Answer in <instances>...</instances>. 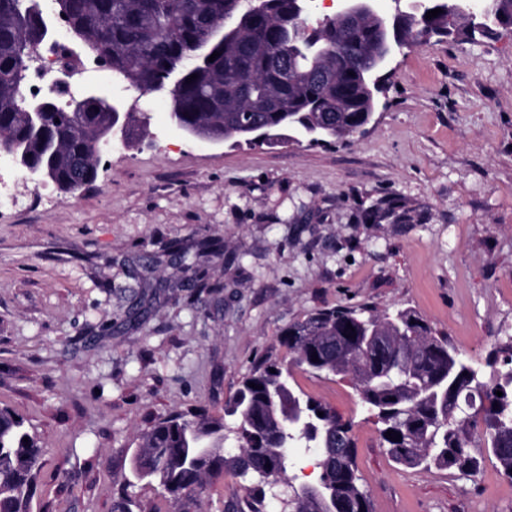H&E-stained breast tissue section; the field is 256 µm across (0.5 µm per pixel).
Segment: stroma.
I'll return each mask as SVG.
<instances>
[{
  "label": "stroma",
  "mask_w": 512,
  "mask_h": 512,
  "mask_svg": "<svg viewBox=\"0 0 512 512\" xmlns=\"http://www.w3.org/2000/svg\"><path fill=\"white\" fill-rule=\"evenodd\" d=\"M391 69L364 133L236 148L188 138L168 96L116 78L149 123L113 139L95 182L0 176V407L41 440L34 512H115L124 493L173 512L131 472L150 420L223 415L258 360L290 361L280 332L316 309H413L480 365L512 336V30L423 38ZM204 240L222 254L185 272L174 246ZM293 376L353 422L376 512H512L495 460L398 466L349 379Z\"/></svg>",
  "instance_id": "obj_1"
}]
</instances>
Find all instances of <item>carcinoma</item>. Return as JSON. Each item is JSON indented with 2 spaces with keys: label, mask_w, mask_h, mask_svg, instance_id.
<instances>
[{
  "label": "carcinoma",
  "mask_w": 512,
  "mask_h": 512,
  "mask_svg": "<svg viewBox=\"0 0 512 512\" xmlns=\"http://www.w3.org/2000/svg\"><path fill=\"white\" fill-rule=\"evenodd\" d=\"M33 2L0 0V146L18 148L41 178L73 193L97 178L91 159L110 135V116L90 102L79 112L26 119L15 85L28 49L48 38L50 18ZM55 3L56 11L69 15L70 33L82 48L109 56L112 74L135 90L167 93L170 117L212 140L262 146L279 141L285 131L296 135L316 128L329 143L358 133L377 105L378 91L366 87L353 56L377 45L378 18L355 27L324 19L311 29V47L297 34L300 0H260L251 12L244 0ZM459 5L429 0L428 7L442 13L405 20L403 38L429 31L474 40L494 31L469 21L448 25V13ZM490 6L498 18L495 27L512 28V0H490ZM226 19L236 21L235 32L214 39L212 31L224 28ZM216 51L220 56L208 61ZM172 71L179 76L174 88L165 82ZM192 74L197 78L186 82ZM253 117L270 133L266 139H254ZM368 336L385 348L369 346ZM280 342L293 353L296 367L351 378L395 464L474 476L491 454L512 478V343L498 347L485 366H475L415 311L379 314L366 304L317 309L289 324ZM225 412L237 417L234 451L224 448V418L202 409L177 412L151 422L132 459L134 475L156 483L180 505L176 512H190L186 504L226 470L243 482L234 512H264L268 493L280 499L282 512H326L318 498L292 500L285 490L288 449H313L336 512H375L357 476L352 423L305 394L289 367L269 357L255 363ZM297 412L311 415V428L289 426ZM391 430L401 440L385 438ZM41 469L37 437L23 417L0 407V512H31Z\"/></svg>",
  "instance_id": "obj_1"
}]
</instances>
